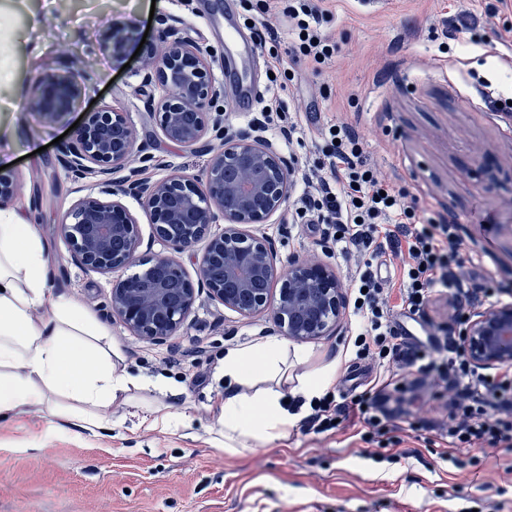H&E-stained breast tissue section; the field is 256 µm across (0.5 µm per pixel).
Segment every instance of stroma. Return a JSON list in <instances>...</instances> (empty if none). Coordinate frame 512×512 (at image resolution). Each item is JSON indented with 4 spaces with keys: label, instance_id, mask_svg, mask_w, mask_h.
Segmentation results:
<instances>
[{
    "label": "stroma",
    "instance_id": "obj_1",
    "mask_svg": "<svg viewBox=\"0 0 512 512\" xmlns=\"http://www.w3.org/2000/svg\"><path fill=\"white\" fill-rule=\"evenodd\" d=\"M223 2L0 0V71L13 79L0 88V154L20 185L10 208L35 217L49 249L50 288L110 328L124 369L168 380L172 390L158 403L191 419L190 429L175 435L138 428L121 405L112 408V431L99 436L78 428L56 432L47 410L1 422L0 512H512V451L475 445L455 451L464 470L442 463L440 444L422 423L447 420L448 388L420 382L413 371L405 388L386 394L397 455L361 440L352 427L305 434L292 426L287 440L239 455L212 448L209 406L224 395V351L277 338L271 321L242 317L202 293L175 336L146 343L109 314L112 283L123 271L100 274L72 261L58 224L83 190L60 167L56 139L92 106L127 113L139 144L157 159L145 179L199 177L209 163L204 145L184 148L164 138L147 110L159 90L143 86L140 59L112 61L96 43L110 18H134L142 32L173 18L180 37L211 63L227 132L252 125L253 112L233 109L246 90L262 104L283 102L300 126L298 141L278 142L296 168L287 203L268 223L248 227L271 242L280 271L316 256L350 290L368 263L390 308L401 303L400 259L339 255L331 216L299 204L326 171L322 127L345 123L358 132L368 164L404 189L421 216L458 226L457 274L467 297L434 293L423 319L403 317L400 325L419 340L429 332L454 337L471 308L512 302V116L492 104L512 98V0H319L330 15L323 31L338 46L322 64L290 60L291 22L282 0H236L229 13ZM464 13L476 16L481 46L446 38L448 20ZM262 21L278 37L251 47L252 26ZM278 58L287 61L292 82L274 74ZM72 61L88 76L82 109L43 124L28 103L16 101L13 88ZM358 326L345 312L332 335L304 343L306 360L289 359V375L300 378L336 358V398L351 394L355 381H370L375 362L356 354Z\"/></svg>",
    "mask_w": 512,
    "mask_h": 512
}]
</instances>
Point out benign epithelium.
I'll return each instance as SVG.
<instances>
[{"label":"benign epithelium","instance_id":"1","mask_svg":"<svg viewBox=\"0 0 512 512\" xmlns=\"http://www.w3.org/2000/svg\"><path fill=\"white\" fill-rule=\"evenodd\" d=\"M158 42L144 55L142 83L159 87L163 95L151 101L163 136L184 147L201 142L208 132L224 142L205 170L206 190L198 181L173 174L155 181L138 178L133 159L142 165L155 157L136 146L128 117L104 106L85 114L73 140L61 154L65 171L77 179H93L88 194L78 199L59 231L68 241L72 260L84 269L108 274L136 267L138 271L112 284L110 309L142 340L160 343L174 335L193 310L199 290L243 317L269 316L289 339L309 342L330 335L344 312L345 288L328 265L307 259L295 261L288 277L280 279L271 246L242 229L264 224L287 202L294 168L260 127L228 136L222 114L212 113L221 97L212 68L196 45L177 37L175 23L162 21ZM128 19L109 24L98 48L115 58L136 35ZM83 72L76 63L44 74L30 86V106L45 121L55 122L77 111L85 95ZM237 177L224 180V170ZM19 192V184L0 172V209ZM136 197L150 215L156 236L167 252L140 259L137 220L120 196ZM224 221V231L213 225ZM120 240L123 248L112 249ZM205 249L196 262V278L184 269L180 255L200 242ZM183 288L173 295L169 282ZM259 280L267 288H256ZM280 288H274L276 282ZM463 350L476 368L512 367V303H496L468 312L461 323Z\"/></svg>","mask_w":512,"mask_h":512}]
</instances>
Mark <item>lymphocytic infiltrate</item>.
I'll use <instances>...</instances> for the list:
<instances>
[{"instance_id": "f902f5d3", "label": "lymphocytic infiltrate", "mask_w": 512, "mask_h": 512, "mask_svg": "<svg viewBox=\"0 0 512 512\" xmlns=\"http://www.w3.org/2000/svg\"><path fill=\"white\" fill-rule=\"evenodd\" d=\"M294 22L291 52L296 57L330 60L336 47L321 33L328 14L314 0H296L287 6ZM328 173L320 178L315 195L303 197L304 206L324 208L332 215L340 250L391 253L403 260V304L410 315H420L435 289L454 290L464 296L454 270L456 227L433 224L407 205L402 192L380 178L364 158L363 144L350 125H330ZM361 292L354 301V313L362 331L358 348L362 355L375 357L380 367L376 384L351 399L334 402L330 397L313 401L311 411L299 422L301 431L322 433L334 422L360 424L362 438L371 442L392 431L391 413L378 401L385 389L402 383L407 369L422 375L439 373L457 386L449 402L453 424L442 428L440 439L447 449L440 452L444 463L460 467L448 449L487 445L512 447V372H482L471 367L451 337L439 347L443 360L431 358L423 343L402 341L383 299V287L371 270H363L357 281Z\"/></svg>"}]
</instances>
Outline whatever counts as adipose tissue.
<instances>
[{
    "label": "adipose tissue",
    "instance_id": "adipose-tissue-1",
    "mask_svg": "<svg viewBox=\"0 0 512 512\" xmlns=\"http://www.w3.org/2000/svg\"><path fill=\"white\" fill-rule=\"evenodd\" d=\"M49 253L34 225L0 213V419L52 407L58 431L112 428V407L139 409L146 429L174 433L184 414L149 401L160 383L118 370L120 350L110 329L67 294L48 286ZM285 342L269 339L224 351V398L218 404L214 448L241 454L258 444L285 439L301 418L288 400L320 398L336 376L335 362L288 382Z\"/></svg>",
    "mask_w": 512,
    "mask_h": 512
}]
</instances>
